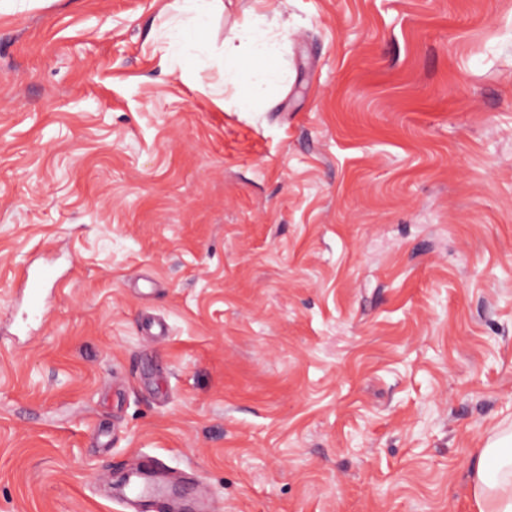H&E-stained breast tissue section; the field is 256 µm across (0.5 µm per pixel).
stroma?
Masks as SVG:
<instances>
[{"label":"stroma","mask_w":512,"mask_h":512,"mask_svg":"<svg viewBox=\"0 0 512 512\" xmlns=\"http://www.w3.org/2000/svg\"><path fill=\"white\" fill-rule=\"evenodd\" d=\"M171 2L0 12V512H133L151 459L198 512H476L512 425V0H282L248 112L218 60L268 0L181 48ZM47 275V271H43L40 274L31 277L27 275L25 282V288L28 291L32 309L35 318L37 319L43 316V310L46 304V301L42 298L41 289L43 288V281Z\"/></svg>","instance_id":"35a3bbf8"}]
</instances>
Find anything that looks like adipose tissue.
Returning a JSON list of instances; mask_svg holds the SVG:
<instances>
[{"instance_id": "ef3b65f1", "label": "adipose tissue", "mask_w": 512, "mask_h": 512, "mask_svg": "<svg viewBox=\"0 0 512 512\" xmlns=\"http://www.w3.org/2000/svg\"><path fill=\"white\" fill-rule=\"evenodd\" d=\"M222 0H174L170 19L172 44H179L186 29L205 35L210 19ZM266 17L248 14L236 22L233 36L225 40L222 55L224 76L236 79L240 66H247L249 78L239 94V107L266 94L279 69L277 36L263 35ZM472 494L478 512H512V432L492 431L482 448L471 476Z\"/></svg>"}]
</instances>
